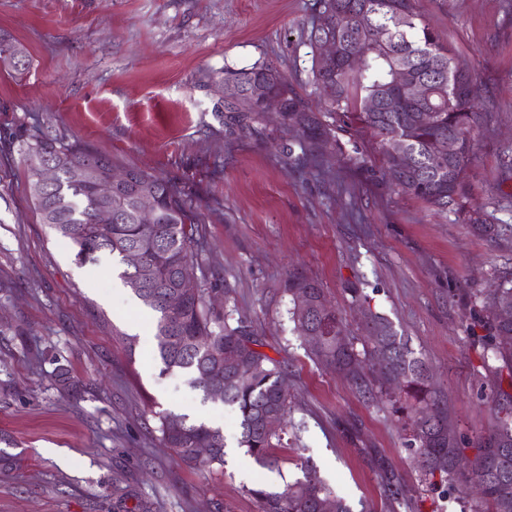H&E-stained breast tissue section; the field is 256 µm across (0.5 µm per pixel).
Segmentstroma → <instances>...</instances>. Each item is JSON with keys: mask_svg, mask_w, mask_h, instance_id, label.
<instances>
[{"mask_svg": "<svg viewBox=\"0 0 512 512\" xmlns=\"http://www.w3.org/2000/svg\"><path fill=\"white\" fill-rule=\"evenodd\" d=\"M411 5L477 84L466 206L492 234L395 191L368 131L341 133L344 155L299 168L279 150L297 136L273 119L252 130L216 116L225 68L258 62L322 110L315 0H0V30L32 60L22 75L0 67V136L77 140L174 183L197 223L195 277L278 362L298 426L275 467L255 464L231 407L161 374L153 312L114 294L120 265H76L33 206L21 154L1 151L0 448L15 463L0 470V512H258L248 487L278 490L307 466L353 512H481L463 485H422L411 395L373 397L315 363L284 291L294 271L316 282L348 336L363 335L368 313L386 317L428 368L461 447L496 427L499 382L483 367L473 306L512 279V0ZM165 412L221 428L224 465L181 464L160 441Z\"/></svg>", "mask_w": 512, "mask_h": 512, "instance_id": "35a3bbf8", "label": "stroma"}]
</instances>
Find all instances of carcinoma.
I'll list each match as a JSON object with an SVG mask.
<instances>
[{
    "mask_svg": "<svg viewBox=\"0 0 512 512\" xmlns=\"http://www.w3.org/2000/svg\"><path fill=\"white\" fill-rule=\"evenodd\" d=\"M319 25L310 34L318 45L317 35L336 38L342 49L361 57V65L345 63L325 69L315 58L314 82L329 111L337 114L344 125L369 131L379 143L383 176L397 191L439 208L465 216L467 223L481 234L494 231L478 212H467L463 205L469 193L467 168L473 145L469 133L476 117L477 100L470 75L461 77L464 90L456 89V79L448 74L450 50L442 45L426 23L412 11L411 0H317ZM398 67L411 69L429 84L424 100L407 99L392 108L381 106L391 98V83ZM274 66L262 63L248 70L224 75V102L217 115L226 125L251 127L261 123V112L243 107L240 96L253 89ZM269 89L288 102L283 128L302 124L303 141L316 151L344 153V144L322 114L311 111L290 87L285 77ZM456 132L457 150L453 162L442 161L436 153V140ZM393 139L411 154V173L396 182L387 172L390 163L387 145ZM28 162L29 177L37 175L35 161L45 153H61L78 165L96 163L101 153L78 142L48 134L19 137L10 142ZM41 222L56 237L74 249V261L95 264L103 256L124 266L119 273L123 284L135 297L155 313L154 336L162 364L161 373H182L187 382L211 399V390H224L223 403L234 407L239 417V445L261 467L276 463L272 449L282 446L288 425V389L276 362L260 350L262 341L245 321L215 309L211 289L199 280L184 290L181 309L172 310L164 297L178 290L183 275L193 274V247L196 227L181 191L167 182L158 194L157 218L152 224L139 220L136 205L128 192L117 188L108 196H99L85 185L64 177L57 188L42 201L34 203ZM104 208L122 217L120 224H101L98 214ZM139 249L151 272L140 273L128 265L126 252ZM292 298L300 290L308 291L311 309L305 313L291 307L290 314L299 335L310 326L321 329L322 343L312 354L324 367L349 378L357 388L367 386L363 359L375 357L383 345L367 339L362 349L343 335V317L331 308L320 286L298 272L288 275L285 284ZM491 315L484 323L481 337L483 366L486 371L512 379V320H500L497 309L512 308V282L501 284L486 297ZM379 334L392 340L391 362L378 365L380 386L394 387L407 383L416 404L413 414V441L419 456L422 480L436 473L446 475L449 485L459 480L475 482L479 499L488 504L487 512H512V395L502 396L503 417L478 443L472 469L456 471L450 459L465 452L450 435L447 414L426 384L419 361L407 343L397 335L390 321L379 314L371 315ZM235 353L249 364V371L236 374L224 366V356ZM163 444L174 450L178 460L189 467L199 464L196 449H211L209 464L224 466L226 443L224 432L203 420L185 415L164 413L158 427ZM259 504L260 512H320V504L330 499L331 512H352L347 500L333 494L309 468L304 476L281 491L261 487L248 489Z\"/></svg>",
    "mask_w": 512,
    "mask_h": 512,
    "instance_id": "obj_1",
    "label": "carcinoma"
}]
</instances>
